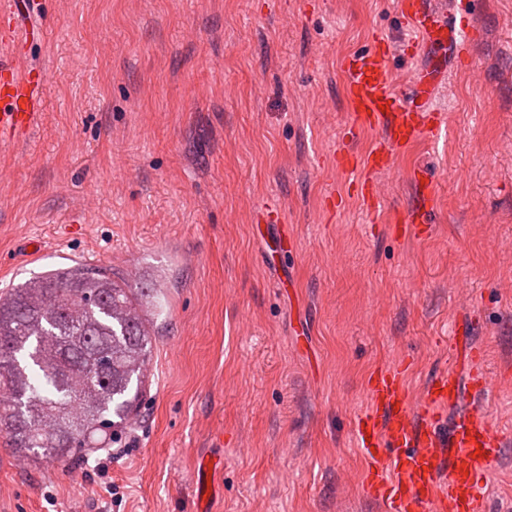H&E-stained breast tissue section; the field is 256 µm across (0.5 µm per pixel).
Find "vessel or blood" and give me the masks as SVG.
I'll use <instances>...</instances> for the list:
<instances>
[{"label":"vessel or blood","mask_w":512,"mask_h":512,"mask_svg":"<svg viewBox=\"0 0 512 512\" xmlns=\"http://www.w3.org/2000/svg\"><path fill=\"white\" fill-rule=\"evenodd\" d=\"M26 0H0V144L26 133L39 116L48 83L44 70L23 66V49L30 37L21 23ZM402 22L415 34L407 52L451 50L461 59L472 53L478 32L471 13L449 16L433 0H400ZM370 48L344 58V75L352 127L378 129L382 138L366 160L348 148L334 160L343 168L368 173L359 188L369 203L378 195L372 172L389 167L396 152L414 141L432 137L443 120L429 102L442 83L441 60L409 76V91L391 84L389 61L395 44L383 31L374 32ZM417 202L408 212H394L393 223L424 234L433 210V185L425 173L415 177ZM482 371L460 374L448 368L427 383L419 397H411L401 369L381 371L369 385L370 405L357 416L354 435L368 463L365 489L382 512H488L481 491L489 466L502 453V436L474 405L488 394Z\"/></svg>","instance_id":"b4317fda"}]
</instances>
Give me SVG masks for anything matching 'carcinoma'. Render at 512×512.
<instances>
[{
	"label": "carcinoma",
	"instance_id": "carcinoma-1",
	"mask_svg": "<svg viewBox=\"0 0 512 512\" xmlns=\"http://www.w3.org/2000/svg\"><path fill=\"white\" fill-rule=\"evenodd\" d=\"M143 296L105 270L64 265L0 292V436L64 464L113 435L142 397Z\"/></svg>",
	"mask_w": 512,
	"mask_h": 512
}]
</instances>
